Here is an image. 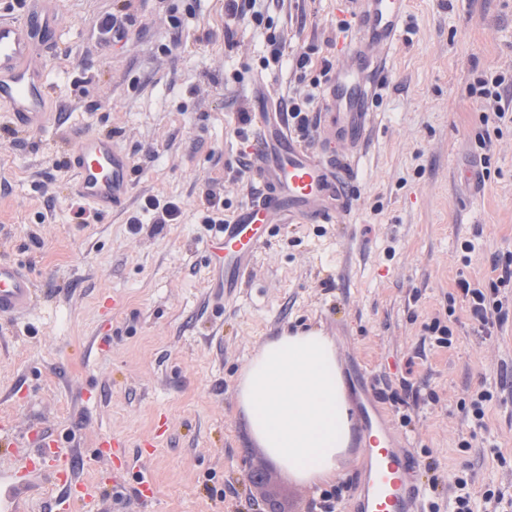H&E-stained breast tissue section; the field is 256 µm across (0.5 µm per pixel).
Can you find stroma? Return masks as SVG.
I'll return each instance as SVG.
<instances>
[{"label":"stroma","mask_w":512,"mask_h":512,"mask_svg":"<svg viewBox=\"0 0 512 512\" xmlns=\"http://www.w3.org/2000/svg\"><path fill=\"white\" fill-rule=\"evenodd\" d=\"M60 4L48 68L67 122L0 141V257L26 264L41 289L25 320L0 323V419L36 431L16 440V462L42 436L85 448L112 436L147 447L156 512H261L264 492L248 479L258 471L293 512H312L321 485L296 481L257 447L236 397L256 349L307 326L333 338L344 386L391 387L383 408L423 462L445 475L468 469L479 489L512 485V392L495 387L512 374V319L484 336L458 286L488 284L492 258L512 256V125L484 122L470 94L477 79L512 74V0H410L372 103L353 224L279 230L222 308L197 212L212 183L233 205L246 199L226 164L238 158L237 114L254 108L263 37L241 25L225 43L224 0H166L184 26L181 48L160 62L168 30L156 0H139L127 50L102 47L94 26L113 0ZM344 17L341 0H294L278 22L294 50L322 57L336 55L325 39ZM111 131L133 156L138 197L180 203L163 233L100 221L67 196L68 142ZM485 132L496 142L488 156L476 143ZM445 316L453 344L441 348L424 326ZM106 325L110 349L88 350ZM90 386L99 398L87 404ZM483 389L493 397L477 423L465 405Z\"/></svg>","instance_id":"obj_1"}]
</instances>
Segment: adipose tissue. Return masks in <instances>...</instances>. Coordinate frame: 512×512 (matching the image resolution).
I'll use <instances>...</instances> for the list:
<instances>
[{"instance_id": "adipose-tissue-1", "label": "adipose tissue", "mask_w": 512, "mask_h": 512, "mask_svg": "<svg viewBox=\"0 0 512 512\" xmlns=\"http://www.w3.org/2000/svg\"><path fill=\"white\" fill-rule=\"evenodd\" d=\"M237 398L251 437L296 479L326 482L350 441L349 405L322 330L281 332L259 346Z\"/></svg>"}]
</instances>
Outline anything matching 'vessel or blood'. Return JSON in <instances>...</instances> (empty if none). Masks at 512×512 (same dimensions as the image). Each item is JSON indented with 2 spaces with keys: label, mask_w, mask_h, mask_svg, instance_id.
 I'll list each match as a JSON object with an SVG mask.
<instances>
[{
  "label": "vessel or blood",
  "mask_w": 512,
  "mask_h": 512,
  "mask_svg": "<svg viewBox=\"0 0 512 512\" xmlns=\"http://www.w3.org/2000/svg\"><path fill=\"white\" fill-rule=\"evenodd\" d=\"M57 2L0 0V126L18 134H36L63 123L62 113L51 107L55 89L46 76L47 55L57 49L56 36L63 25ZM345 5L353 25L339 46L341 64L320 90L314 141L293 132L271 79L262 74L254 78L253 132L242 150L259 192L238 206L210 243L223 266L225 296L243 287L277 225L352 221L353 174L377 118L370 104L383 71V56L399 39L408 12L407 0H345ZM65 165L68 196L85 201L104 216H121L131 209L137 185L134 160L112 134L74 138L65 152ZM37 299L29 269L0 259V320L21 321ZM356 422L361 436L378 433L384 446L364 448L360 485L346 502L345 512H427L423 463L392 418L366 399L356 405ZM15 433L13 422L0 420V457L5 460L0 466V512H21L22 494L50 456L57 462L58 493L49 512H68L79 501L103 500V482L87 483L76 476L79 466L92 459L107 460L117 471L134 474L131 493L140 512H154L155 485L123 441L105 437L92 450L65 453L54 438L45 442L42 455L29 458L20 470L8 461Z\"/></svg>",
  "instance_id": "1"
}]
</instances>
